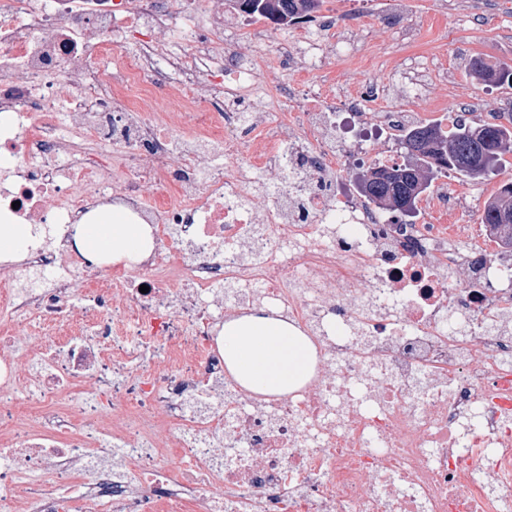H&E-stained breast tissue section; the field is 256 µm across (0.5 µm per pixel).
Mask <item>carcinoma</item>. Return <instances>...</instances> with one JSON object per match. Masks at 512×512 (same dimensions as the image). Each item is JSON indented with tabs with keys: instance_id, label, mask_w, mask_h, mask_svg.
Wrapping results in <instances>:
<instances>
[{
	"instance_id": "cac0c4a2",
	"label": "carcinoma",
	"mask_w": 512,
	"mask_h": 512,
	"mask_svg": "<svg viewBox=\"0 0 512 512\" xmlns=\"http://www.w3.org/2000/svg\"><path fill=\"white\" fill-rule=\"evenodd\" d=\"M234 8L277 25L310 17L323 0H230ZM473 69L483 82L512 85V68L479 58ZM402 163L373 164L358 180L359 191L380 209L409 215L431 178L450 171L473 180L483 178L512 152V128L502 123H456L446 130L438 123L404 131ZM481 223L512 248V182L502 184L485 204Z\"/></svg>"
}]
</instances>
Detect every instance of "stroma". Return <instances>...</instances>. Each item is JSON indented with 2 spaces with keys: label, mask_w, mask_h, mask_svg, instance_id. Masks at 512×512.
I'll use <instances>...</instances> for the list:
<instances>
[{
  "label": "stroma",
  "mask_w": 512,
  "mask_h": 512,
  "mask_svg": "<svg viewBox=\"0 0 512 512\" xmlns=\"http://www.w3.org/2000/svg\"><path fill=\"white\" fill-rule=\"evenodd\" d=\"M321 11L335 20L320 34L325 65L305 73L279 52L292 37L290 28L265 19L251 27L238 11L224 10L226 49L260 61L257 76L269 89L268 125L281 116L280 90L297 82L308 91L326 87L339 96L377 83L389 91L381 110L411 112L417 122L446 129L459 116L473 124L492 122L512 108V87L485 84L471 70L479 57L512 67V0H324ZM259 27L264 37H256ZM417 78L426 80L429 100L404 94V86ZM510 181L512 154L483 179L451 172L435 178L431 188L460 198L449 223L477 225L486 201Z\"/></svg>",
  "instance_id": "stroma-1"
}]
</instances>
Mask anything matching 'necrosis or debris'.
Masks as SVG:
<instances>
[{"label": "necrosis or debris", "instance_id": "4bbe7bcc", "mask_svg": "<svg viewBox=\"0 0 512 512\" xmlns=\"http://www.w3.org/2000/svg\"><path fill=\"white\" fill-rule=\"evenodd\" d=\"M170 69L177 93L145 111ZM0 70V214L33 232L0 270V512H512V266L336 182L365 153L339 150L337 111L413 118L372 111L383 86L285 111L245 151L268 90L196 0H0ZM269 167L290 187L259 214ZM115 200L151 230L139 264L75 245ZM257 305L315 349L284 396L238 383L214 333V309Z\"/></svg>", "mask_w": 512, "mask_h": 512}]
</instances>
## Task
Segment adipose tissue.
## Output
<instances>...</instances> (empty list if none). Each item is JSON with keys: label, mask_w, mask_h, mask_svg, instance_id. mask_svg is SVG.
Listing matches in <instances>:
<instances>
[{"label": "adipose tissue", "mask_w": 512, "mask_h": 512, "mask_svg": "<svg viewBox=\"0 0 512 512\" xmlns=\"http://www.w3.org/2000/svg\"><path fill=\"white\" fill-rule=\"evenodd\" d=\"M76 238L98 261L139 262L150 255L149 229L129 223L122 208H98L94 219H80ZM230 373L253 391L281 394L308 371L310 351L287 324L265 313L226 320L219 333Z\"/></svg>", "instance_id": "ef3b65f1"}]
</instances>
